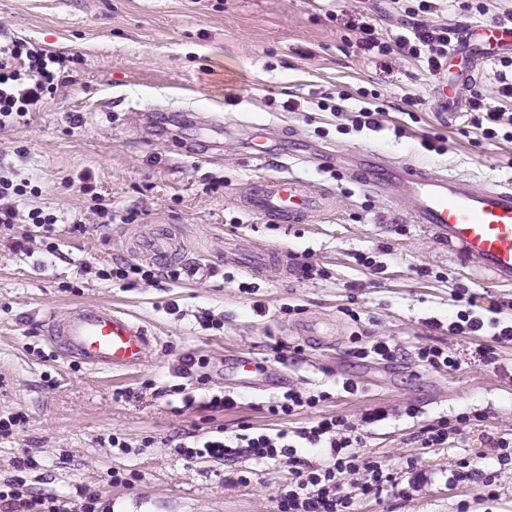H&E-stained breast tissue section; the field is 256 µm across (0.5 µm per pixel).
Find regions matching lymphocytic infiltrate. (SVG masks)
<instances>
[{"mask_svg": "<svg viewBox=\"0 0 512 512\" xmlns=\"http://www.w3.org/2000/svg\"><path fill=\"white\" fill-rule=\"evenodd\" d=\"M440 10L441 0H418L417 6L406 7L409 21L393 44L379 42L372 26L366 24L360 29L357 47L365 54L376 51L385 55L397 51L420 62L430 74H437L458 42L457 28L438 22ZM65 62L63 56L28 47L23 42H0V128L26 122L47 94L67 84L68 77L62 71ZM498 63L490 79V91H471L467 99L470 126L479 139L512 142V113L505 108L506 102H512V58H499ZM24 194L22 185L0 176V234L12 236L18 220H25L23 233L13 243L19 250L42 233L51 231L57 222L54 215L39 208L29 210L27 216H19L9 200ZM450 296L452 302L464 303L465 308L449 323V332L490 334L491 345L480 351L483 359L494 358L495 344L512 342V323L487 320L475 314L476 294L465 296L454 289ZM382 418V413L373 411L354 423L341 416L325 414L274 433H230L219 427L213 434L192 441L178 434L169 436L163 439L162 445L187 459L233 462L246 457L259 463L287 461L291 479L276 496V512H354L355 498L343 491L345 480L351 476L363 475L359 497L364 499L380 498L396 486V478L388 469L359 451L360 425ZM482 420V415L470 412L437 420L423 430L421 445L447 447L450 440L464 435ZM312 452L320 453L321 461L309 460ZM96 504V496L82 488L77 489L75 496L67 498L34 493L21 478L0 485V512H96Z\"/></svg>", "mask_w": 512, "mask_h": 512, "instance_id": "1", "label": "lymphocytic infiltrate"}]
</instances>
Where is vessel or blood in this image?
I'll list each match as a JSON object with an SVG mask.
<instances>
[{
  "instance_id": "b4317fda",
  "label": "vessel or blood",
  "mask_w": 512,
  "mask_h": 512,
  "mask_svg": "<svg viewBox=\"0 0 512 512\" xmlns=\"http://www.w3.org/2000/svg\"><path fill=\"white\" fill-rule=\"evenodd\" d=\"M462 49L480 55L512 51V28L497 25L475 36L464 29ZM349 175L384 198L406 201L414 223L448 247L466 265L492 272L497 280L512 283V184L496 182L478 188L455 175H433L410 164L394 165L379 156L357 159L347 167ZM326 200L300 178L281 176L255 183L245 195L248 210L273 222L292 224L312 216ZM137 257L167 265L182 259L170 233L161 231L137 245ZM275 254L259 247L244 254L232 243L224 245L225 264L264 274L278 270L287 275V262H275ZM44 330L60 341L66 354L87 366L112 370L135 368L144 362L154 338L146 326L108 304L80 305L65 315L50 316Z\"/></svg>"
}]
</instances>
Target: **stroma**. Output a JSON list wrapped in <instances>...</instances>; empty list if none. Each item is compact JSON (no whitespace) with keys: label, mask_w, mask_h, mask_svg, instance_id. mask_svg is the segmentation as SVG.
Returning a JSON list of instances; mask_svg holds the SVG:
<instances>
[{"label":"stroma","mask_w":512,"mask_h":512,"mask_svg":"<svg viewBox=\"0 0 512 512\" xmlns=\"http://www.w3.org/2000/svg\"><path fill=\"white\" fill-rule=\"evenodd\" d=\"M367 13L379 38L392 41L402 0H0V37L70 57V82L29 124L0 128V169L34 187L20 210L40 208L57 218L61 255L41 243L28 251L0 238V416L20 412L26 424L0 438V483L23 474L34 491L69 495L83 487L97 510L118 498L149 494L150 512H275L290 476L287 464L248 459L186 461L169 449L143 447L176 433L204 435L216 426L278 429L314 413L358 420L384 411L369 426L362 451L392 470L398 486L379 500H357V512H512V465L497 471L496 500L448 480L459 455L485 452V437L512 439V343L496 347L490 365L477 348L483 336H454L449 282L502 304L512 319V284L460 264L429 232L411 222L407 206L368 192L345 169L322 164L321 149L349 159L361 149L393 163L422 162L434 174H454L474 186L512 182V143L474 144L468 118L447 119L442 86L466 97L455 72L433 77L392 53L367 56L356 47L347 13ZM377 94V130L349 128L345 111L362 92ZM300 105L284 111L286 101ZM342 104L343 113L333 112ZM140 112L160 113L139 126ZM403 135H395V128ZM275 130L271 163L250 158V138ZM442 149L421 148L423 137ZM90 172L97 192L112 202L109 230L97 225L89 196L71 180ZM293 175L325 190L326 204L302 224H272L247 211L254 182ZM134 223H125L128 211ZM84 218L86 230L69 233ZM170 231L187 259L214 265L211 277H157L151 284L101 280L99 269L129 258L130 235ZM247 253L259 246L306 257L320 269L311 280L292 274L258 277L220 261L225 241ZM372 257L373 266L356 262ZM429 268L419 276L417 267ZM105 303L145 323L156 340L135 370H95L65 358L47 343L41 322L72 307ZM210 314L216 327L200 323ZM316 325L320 338L304 335ZM361 343L384 338L394 360L358 359ZM281 345L283 359L271 348ZM301 354H294V347ZM455 352V369H432L419 348ZM253 359L259 388H244L224 359ZM153 388H145V381ZM353 382V392L343 389ZM182 393H171V386ZM295 388L328 392L318 411L272 417L267 403ZM234 397V409H208L211 392ZM467 411L484 414L451 448H422V427ZM129 453L105 444L112 433ZM135 473L133 488L113 487L110 470ZM253 472L250 484L237 470Z\"/></svg>","instance_id":"1"}]
</instances>
